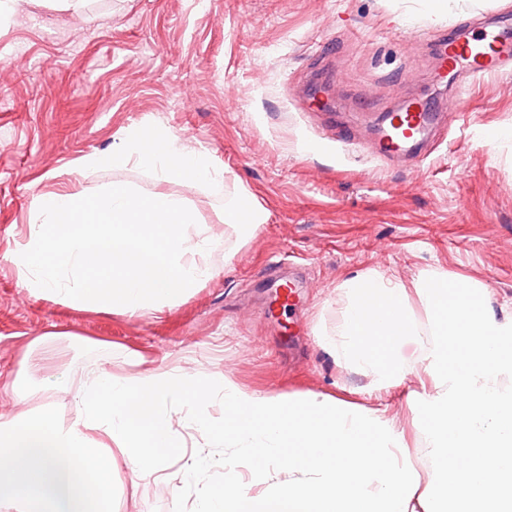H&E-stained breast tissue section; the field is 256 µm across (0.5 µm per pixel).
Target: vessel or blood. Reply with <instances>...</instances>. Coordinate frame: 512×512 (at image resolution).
I'll use <instances>...</instances> for the list:
<instances>
[{
    "instance_id": "b4317fda",
    "label": "vessel or blood",
    "mask_w": 512,
    "mask_h": 512,
    "mask_svg": "<svg viewBox=\"0 0 512 512\" xmlns=\"http://www.w3.org/2000/svg\"><path fill=\"white\" fill-rule=\"evenodd\" d=\"M435 60V78L475 80L512 69V12L501 10L484 21L479 30L441 27L426 34ZM447 115L422 99L406 101L390 113L385 126L365 142L366 151L380 159L411 153L441 125Z\"/></svg>"
}]
</instances>
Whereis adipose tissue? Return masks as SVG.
<instances>
[{
  "instance_id": "ef3b65f1",
  "label": "adipose tissue",
  "mask_w": 512,
  "mask_h": 512,
  "mask_svg": "<svg viewBox=\"0 0 512 512\" xmlns=\"http://www.w3.org/2000/svg\"><path fill=\"white\" fill-rule=\"evenodd\" d=\"M131 164L160 184H224L222 170L160 126L127 129L79 170ZM338 291L321 346L372 389L411 376L428 387L433 479L422 481L404 428L380 409L315 392L270 396L133 358L126 372L87 369L70 417L48 407L0 417V512H112L117 460L143 477L168 469L179 446L170 403L206 446L232 451L220 486L200 452L184 457L183 472L204 487L194 512H512V312L495 311L481 283L440 268L410 285L370 269ZM409 338L419 348L411 361L400 354ZM244 469L258 492L241 483Z\"/></svg>"
}]
</instances>
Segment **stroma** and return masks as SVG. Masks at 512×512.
<instances>
[{
    "mask_svg": "<svg viewBox=\"0 0 512 512\" xmlns=\"http://www.w3.org/2000/svg\"><path fill=\"white\" fill-rule=\"evenodd\" d=\"M512 0H79L58 12L20 0L0 24V380L18 377L28 345L55 331L62 362L20 377L22 402L66 415L82 371L118 372L128 357L202 369L278 396L315 392L382 406L420 445L416 378L377 393L338 366L319 338L336 323L339 282L371 268L405 283L441 267L483 283L512 310V72L465 87L435 82L421 32L481 16ZM459 101L460 122L429 137L418 164L367 154L384 112L403 100ZM159 125L224 168L215 191L166 192L221 226L214 278L170 311L129 316L64 305L18 284L11 256L29 205L72 188L84 156L111 152L122 133ZM351 127L354 141L336 142ZM115 182L154 191L150 172L101 167L79 186ZM268 214L239 236L224 202L240 190ZM296 277L298 310L271 306L275 262ZM117 512H169L173 493L194 508L202 488L180 476L139 479L118 464Z\"/></svg>",
    "mask_w": 512,
    "mask_h": 512,
    "instance_id": "stroma-1",
    "label": "stroma"
}]
</instances>
